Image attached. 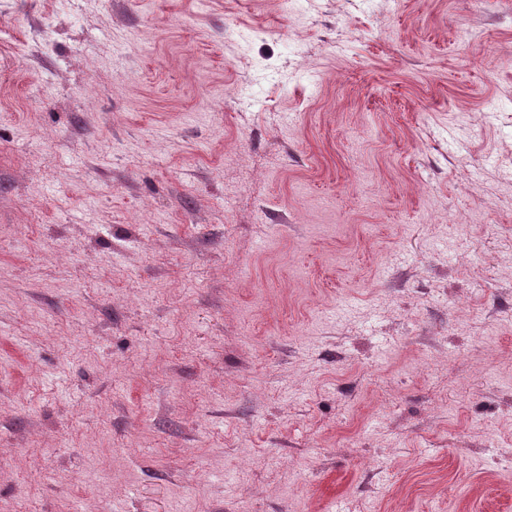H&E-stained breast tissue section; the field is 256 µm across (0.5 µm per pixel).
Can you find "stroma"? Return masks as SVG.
<instances>
[{
	"instance_id": "obj_1",
	"label": "stroma",
	"mask_w": 512,
	"mask_h": 512,
	"mask_svg": "<svg viewBox=\"0 0 512 512\" xmlns=\"http://www.w3.org/2000/svg\"><path fill=\"white\" fill-rule=\"evenodd\" d=\"M512 0H0V512H512Z\"/></svg>"
}]
</instances>
